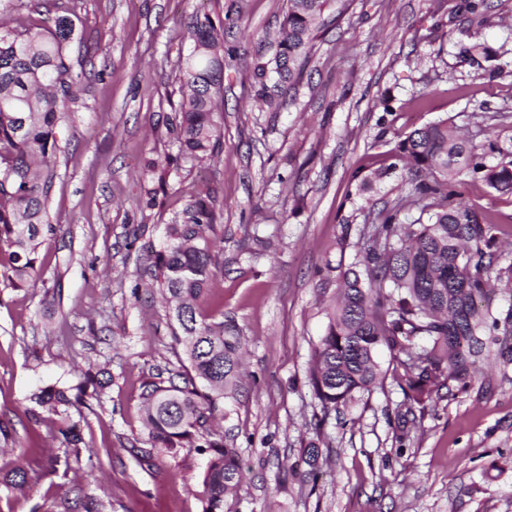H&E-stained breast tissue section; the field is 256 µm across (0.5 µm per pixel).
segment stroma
I'll return each instance as SVG.
<instances>
[{
    "instance_id": "stroma-1",
    "label": "stroma",
    "mask_w": 512,
    "mask_h": 512,
    "mask_svg": "<svg viewBox=\"0 0 512 512\" xmlns=\"http://www.w3.org/2000/svg\"><path fill=\"white\" fill-rule=\"evenodd\" d=\"M481 39L506 50L502 71L475 80L461 52L465 0H347L330 7L303 81L278 111L253 98L252 63L274 53L288 0H11L7 29L40 35L60 16L80 56L74 103L57 127L50 219L37 281L14 289L0 257V512H45L69 491L43 440L52 417L32 418L36 387L75 385L88 364L110 369L111 401L79 414L97 485L112 512H202L205 460L195 449L142 465L143 381L182 347L169 304L147 288L148 246L191 197L213 202L212 240L224 267L202 310L223 313L244 347L220 427L246 481L234 512H512V381L491 394L440 390L415 425L399 428L392 382L323 410L309 384L311 350L337 297L336 268L355 260L370 200L407 193L386 168L399 138L446 120L481 142L512 137V0H487ZM224 20V138L212 159L181 155L178 60L199 13ZM390 109H383L384 96ZM469 204L512 227V196L461 177ZM321 453L305 462L308 448ZM25 449L18 457L17 449ZM35 480L20 493L16 466Z\"/></svg>"
}]
</instances>
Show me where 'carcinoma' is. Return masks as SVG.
<instances>
[{"mask_svg": "<svg viewBox=\"0 0 512 512\" xmlns=\"http://www.w3.org/2000/svg\"><path fill=\"white\" fill-rule=\"evenodd\" d=\"M333 0H288L277 44L258 58L255 95L279 104L285 85L303 78L317 37L318 20ZM464 52L491 60L476 40L487 19L483 0L467 4ZM69 23L25 37L0 31V251L8 253L20 288L38 273L42 238L60 225L49 219L55 172V129L74 97L67 42ZM189 53L179 60L182 100L173 128L180 151L193 158L215 156L221 143L216 119L223 88L224 21L196 15ZM395 162L374 174L376 182L401 169L411 190L377 213L360 231L357 262L339 272L340 294L327 312L324 336L313 348L310 385L324 408L345 405L355 395L383 385L387 372L379 352L389 355L392 379L406 407L402 418L443 388L494 390L512 374V254L500 247L501 224L464 203L455 190L466 170L488 189L512 195V137L475 145L442 120L412 131L394 148ZM416 206L428 222L404 223L399 215ZM215 220L209 199L189 200L179 222L167 225L163 246L153 251L150 287L174 303L182 331L184 363L141 384L145 447L136 456L150 463L159 452L194 448L206 456L202 512H231L242 482L238 449L212 427L224 413V395L237 386L241 337L224 318L205 317L200 302L223 262L208 235ZM112 375L89 366L75 386L34 390L29 414L56 417L63 447L54 462L82 470L85 442L71 409L110 399ZM46 512H108L106 501L78 485Z\"/></svg>", "mask_w": 512, "mask_h": 512, "instance_id": "1", "label": "carcinoma"}]
</instances>
